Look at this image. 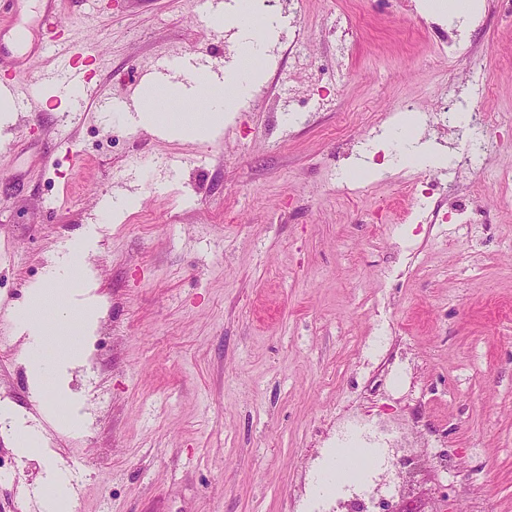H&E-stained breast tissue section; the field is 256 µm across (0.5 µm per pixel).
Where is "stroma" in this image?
Returning <instances> with one entry per match:
<instances>
[{"label":"stroma","instance_id":"35a3bbf8","mask_svg":"<svg viewBox=\"0 0 512 512\" xmlns=\"http://www.w3.org/2000/svg\"><path fill=\"white\" fill-rule=\"evenodd\" d=\"M428 3L291 0L295 48L266 46L216 138L70 113L55 94L39 131L22 108L0 129V307H26L73 243L101 312L83 361L46 341L58 369L37 395L14 328L0 337V512H41L50 460L77 512H309L351 409L413 419L453 456L413 473L407 512H512V12L476 0L463 22ZM9 7L1 62L48 64L40 21L55 13L116 93L169 46L211 52L188 0ZM459 34L471 53L448 57ZM475 73L504 145L450 192L447 166L394 162L395 139ZM133 176L137 206L107 223L98 201ZM452 195L484 223H418ZM19 428L37 453L16 449Z\"/></svg>","mask_w":512,"mask_h":512}]
</instances>
